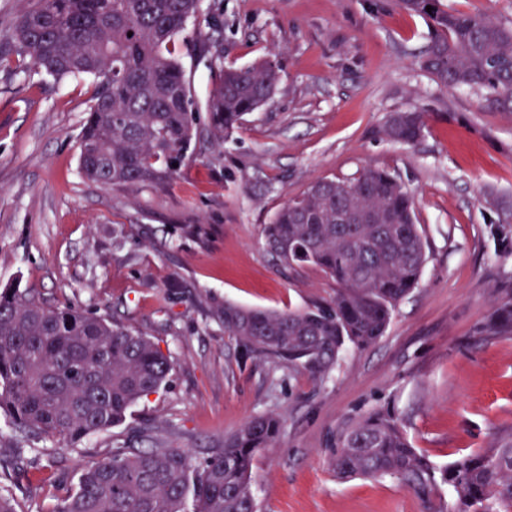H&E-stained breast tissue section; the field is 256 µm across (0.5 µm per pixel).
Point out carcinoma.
<instances>
[{
  "label": "carcinoma",
  "instance_id": "obj_1",
  "mask_svg": "<svg viewBox=\"0 0 512 512\" xmlns=\"http://www.w3.org/2000/svg\"><path fill=\"white\" fill-rule=\"evenodd\" d=\"M398 4L428 20L419 65L434 83L476 90L487 110L512 115V25L442 0ZM199 7L200 0H37L20 13L14 41L26 68L55 80L95 79L79 135L87 179L165 185L199 136L222 148L246 114L272 99L278 70L270 60L226 69L219 41L205 36L206 63L219 81L200 116L175 46ZM425 129L424 113L396 112L383 134L410 146ZM363 210L373 215L368 223L341 222ZM490 234L512 246V224H494ZM264 238L283 264L329 275L335 296L284 312L224 303V333L246 359L319 377L345 346L365 347L384 334L427 260L413 197L374 166L312 182L265 225ZM487 332L512 334V297L498 303ZM171 370L151 338L107 314L49 305L33 289L0 288V414L30 441L73 444L123 425ZM281 430L276 415L253 417L204 458L188 448H114L82 466L77 488L53 512H259L255 463L277 446ZM332 465L341 477L394 478L430 512H512V435L437 468L412 447L398 416L376 412L340 434ZM442 484L455 493L450 508L433 502Z\"/></svg>",
  "mask_w": 512,
  "mask_h": 512
}]
</instances>
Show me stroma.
Returning <instances> with one entry per match:
<instances>
[{
    "mask_svg": "<svg viewBox=\"0 0 512 512\" xmlns=\"http://www.w3.org/2000/svg\"><path fill=\"white\" fill-rule=\"evenodd\" d=\"M213 31L225 65L273 59V99L246 115L222 151L197 141L164 186L104 187L79 172L78 135L95 84L0 67V287L107 313L170 354L167 384L124 425L74 445L31 442L0 417V492L20 512H53L81 464L136 444L200 457L263 414L282 419L278 447L258 457L261 512H425L391 479L338 478V431L374 412L399 416L436 466L512 434V335L487 336L512 295V253L489 234L512 209V116L472 91L437 86L419 67L425 18L395 0H201L176 38L198 107L213 78L196 50ZM396 111L425 113L416 145L388 141ZM388 170L412 194L427 261L373 344L346 347L323 378L285 364L242 362L215 304L285 311L330 299L320 270L289 268L263 228L323 177ZM203 224L207 245L182 236Z\"/></svg>",
    "mask_w": 512,
    "mask_h": 512,
    "instance_id": "obj_1",
    "label": "stroma"
}]
</instances>
